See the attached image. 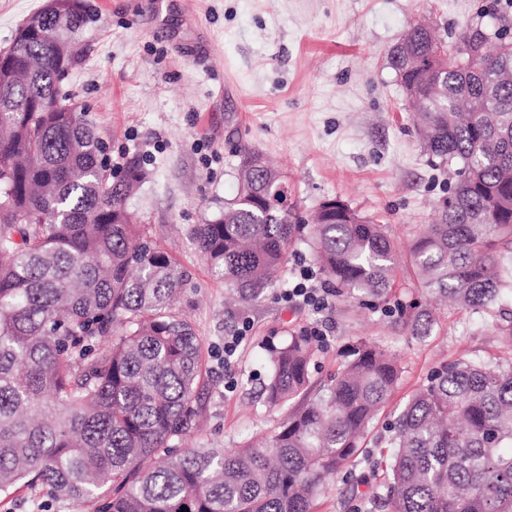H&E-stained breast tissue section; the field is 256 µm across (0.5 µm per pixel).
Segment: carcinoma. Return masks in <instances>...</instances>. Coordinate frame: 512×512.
<instances>
[{
	"label": "carcinoma",
	"instance_id": "cac0c4a2",
	"mask_svg": "<svg viewBox=\"0 0 512 512\" xmlns=\"http://www.w3.org/2000/svg\"><path fill=\"white\" fill-rule=\"evenodd\" d=\"M88 24L84 7L45 16L25 55L0 61V499L19 488L97 505L96 512H315L333 474L368 484L360 457L384 419L382 491L360 512H512V363L457 360L434 369L381 417L401 368L372 341L348 344L314 391L316 339L270 348L264 385L289 405L278 430L233 452L180 448L201 412L202 343L173 309L183 267L132 222L128 201L147 177L131 161H100V140L60 93L59 54ZM497 50L478 23L443 47L413 25L391 59L413 95L422 144L453 185L409 244L423 301L398 302L395 322L424 338L434 302L494 311L512 255V39ZM286 182L259 152L243 155L224 211L189 236L245 303L260 299L302 237L276 201ZM309 243L336 289L374 307L391 297L396 247L338 200L317 211Z\"/></svg>",
	"mask_w": 512,
	"mask_h": 512
}]
</instances>
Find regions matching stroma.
I'll return each instance as SVG.
<instances>
[{"label": "stroma", "mask_w": 512, "mask_h": 512, "mask_svg": "<svg viewBox=\"0 0 512 512\" xmlns=\"http://www.w3.org/2000/svg\"><path fill=\"white\" fill-rule=\"evenodd\" d=\"M84 3L92 20L61 89L82 106L113 168L135 157L148 170L128 207L189 275L176 310L202 341L204 379L201 423L186 447L232 450L274 434L286 411L263 395L268 348L316 327L324 335L314 386L327 383L345 345L363 337L402 371L393 408L438 364L512 360L490 313L439 307L431 335L419 340L382 309L344 296H330L320 313L286 304L295 270L317 264L302 241L262 299L233 302L188 236L235 196L238 153L255 150L286 175L294 223H310L320 203L337 197L389 225L399 252L395 294L413 299L408 243L435 220L452 174L424 152L389 54L418 22L448 42L483 10L488 32L512 28V0H167L163 15L154 0ZM245 321L251 330L225 363L224 339ZM7 507L91 512L42 488L18 489Z\"/></svg>", "instance_id": "1"}]
</instances>
